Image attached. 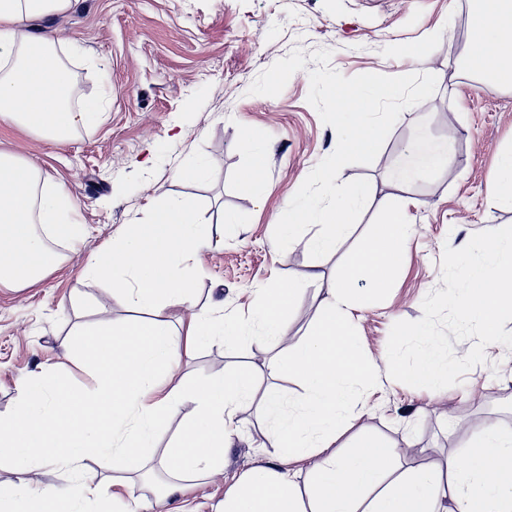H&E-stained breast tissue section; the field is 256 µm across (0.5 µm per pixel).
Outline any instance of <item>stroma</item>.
I'll return each instance as SVG.
<instances>
[{"mask_svg": "<svg viewBox=\"0 0 512 512\" xmlns=\"http://www.w3.org/2000/svg\"><path fill=\"white\" fill-rule=\"evenodd\" d=\"M470 19V0H79L33 21L34 32L55 37L58 55L73 72L76 105H94L101 118L60 143L0 122V150L19 153L45 180L63 185L81 226L77 240L59 245L62 261L41 281L0 287V415L13 412L20 384L37 372L60 373L79 389L93 387L91 369L64 358V342L78 326L107 319L119 325L133 313L110 284L89 283L81 271L119 229L150 223L169 197L196 201L213 242L181 267L194 283L193 305L166 309L163 319L183 331L193 307L220 301L226 319L238 320L254 308L259 289L281 283L295 290L288 309L291 342L306 340L348 253L378 229L369 206L326 257L311 258L298 242L281 252L273 242L276 215L336 148L334 128L307 101L308 73L317 67L310 55L327 48L331 68L347 77L437 78L422 107L402 112L376 159L345 166L338 177L342 183L367 179L377 199L400 194L410 202L414 227L384 288L366 278L354 283L365 297L352 316L359 348L379 376L375 385H355L348 408L353 422L343 440L376 437L399 449L404 464L438 466L470 436L455 426L458 413L471 414L476 429L512 432L510 348L487 346L486 364L439 398L387 372L392 325L419 320L424 297L444 287V246L457 249L475 233L512 225V210L492 204L498 159L512 149V88L484 87L461 70ZM420 44L426 50L418 55ZM254 136L268 150V193L261 201L244 181ZM419 138L452 139V168L396 188L391 163ZM199 162L205 177H174L175 168ZM228 215L235 227L224 224ZM283 352L253 325L241 338L218 336L194 350L180 373L206 382L247 366L261 385L280 387L296 410L303 394L297 381L271 378L265 369ZM270 430L257 405L243 407L223 476L165 501L148 480L136 478L143 512H216L238 474L274 456ZM72 479L62 467L21 474L0 465L2 486L23 480L63 494Z\"/></svg>", "mask_w": 512, "mask_h": 512, "instance_id": "stroma-1", "label": "stroma"}]
</instances>
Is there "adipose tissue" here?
<instances>
[{
    "label": "adipose tissue",
    "instance_id": "obj_1",
    "mask_svg": "<svg viewBox=\"0 0 512 512\" xmlns=\"http://www.w3.org/2000/svg\"><path fill=\"white\" fill-rule=\"evenodd\" d=\"M78 0H0V122L13 123L52 141H66L95 125V107H73L75 79L56 56L55 41L35 34L29 19L61 13ZM464 72L490 88L512 86V0H472ZM412 162L397 185L450 162L451 141L425 139L410 145ZM408 202L384 200L380 229L347 262L331 289L320 321L307 340L270 360V376L297 378L304 390L301 412L287 408L268 389L260 408L273 425L275 461L241 472L223 512H512V432L484 429L468 449L449 454L444 469L403 467L395 448L367 441L333 449L345 423L354 381L373 384L375 369L362 357L351 328V311L364 299L351 286L369 278L383 286L413 232ZM73 204L61 186L43 183L38 170L16 154L0 151V286L24 288L40 280L60 259L51 244L78 237L67 216ZM191 201L164 200L151 224H130L86 267L91 281H106L137 319L78 332L69 351L94 374L92 389L73 387L45 372L19 388V402L0 416V460L27 473L53 463L77 474L57 495L19 482L0 487V512H110L99 483L82 476L84 461L140 471L150 461L155 438L184 401L191 416L164 450L172 475L162 494L182 493L188 482L222 474L233 445L238 411L252 402L256 379L247 369L204 385L179 376L184 356L214 336H238L217 309L194 313L187 332L172 329L160 313L193 294L177 268L210 242ZM293 288L264 289L251 318L266 337L288 338ZM307 464L305 482L288 466Z\"/></svg>",
    "mask_w": 512,
    "mask_h": 512
}]
</instances>
